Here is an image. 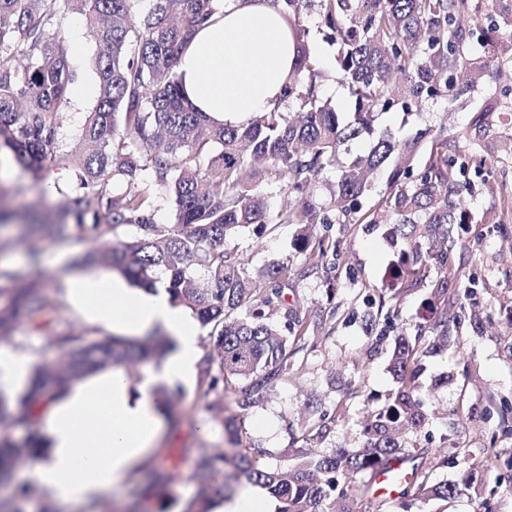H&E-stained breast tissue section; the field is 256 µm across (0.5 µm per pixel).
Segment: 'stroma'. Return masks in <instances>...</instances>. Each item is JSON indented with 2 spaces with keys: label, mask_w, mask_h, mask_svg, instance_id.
Instances as JSON below:
<instances>
[{
  "label": "stroma",
  "mask_w": 512,
  "mask_h": 512,
  "mask_svg": "<svg viewBox=\"0 0 512 512\" xmlns=\"http://www.w3.org/2000/svg\"><path fill=\"white\" fill-rule=\"evenodd\" d=\"M469 4L474 27L492 35L481 44L465 40L464 50L498 57L504 65L500 78L472 72L459 80L456 100H428L410 113L399 110L379 118L381 127L399 136L426 127L445 129L457 150L473 149L487 158L481 170L469 175L475 200L470 223L459 231L454 282L438 296L433 284L413 288L408 280L392 278L390 270L405 243L393 240L391 225H334L332 235L340 241L335 266L290 279L287 290L289 304L300 313H320L313 330L318 347L307 361L295 363L287 380L264 396L243 425L244 446L271 454L273 463L284 468L310 451L328 455L338 448L364 447L361 419L383 406L394 385L389 367L393 338L381 333L384 320L375 299L403 289L396 328L426 330V350L414 366L419 387L413 394L425 422L405 425L399 441L410 458H422L433 482L457 484L471 471L483 479L482 494L464 491L447 501L414 504L411 512H512V202L505 197L512 188V151L499 132L480 140L470 135L476 106L500 96L502 85L512 81V0ZM304 25L320 61V94L337 111H352L350 91L338 79L335 44L315 13L305 15ZM71 180V171H60L56 191L46 193L42 182L32 180L11 154L0 153V206L19 216L18 223L0 228L1 265L29 266L63 284L78 274L76 261L90 249L89 241L21 236V224L30 214L62 204ZM296 235L294 225L282 224L272 231L246 233L238 244L252 266L284 262L298 268L303 256ZM445 312L455 320L449 325L447 346L436 348L429 329ZM195 391V385L183 387L178 417L168 424L157 449L180 480L152 490L145 474H138L124 486L123 505L158 512L164 504L168 512H180L182 501L195 491L189 480L193 449L225 447L220 433L208 432L212 414L196 401ZM339 403L345 414L332 423L329 434L293 442L292 431L314 411L329 413Z\"/></svg>",
  "instance_id": "obj_1"
}]
</instances>
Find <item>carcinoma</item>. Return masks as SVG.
Listing matches in <instances>:
<instances>
[{"label": "carcinoma", "mask_w": 512, "mask_h": 512, "mask_svg": "<svg viewBox=\"0 0 512 512\" xmlns=\"http://www.w3.org/2000/svg\"><path fill=\"white\" fill-rule=\"evenodd\" d=\"M135 2L63 0L58 8L52 0H0V148L12 152L35 180L49 165L73 171L72 190L49 215L47 228L61 242L81 236L95 246L82 257L84 267L117 272L138 288L163 284L173 302L210 328L212 346L202 359L196 397L239 451L229 456L221 448L196 449L190 480L198 489L182 502L181 512H211L212 501L227 491L229 467L237 482L266 489L279 502L277 512H327L336 499H347L343 478L370 477L403 453L395 438L400 417L423 422L412 399L419 336L395 337L390 369L396 386L387 403L366 416V447L308 454L288 468L264 464L242 447L241 420L288 379L294 355L307 357L316 348L309 317L288 305V281L336 257V240L319 234L318 226L367 219L393 225L410 246L392 275L407 273L410 287L417 288L434 274L445 291L456 277L458 228L470 219L474 192L466 172L472 161L448 153L441 130L421 129L404 138L386 130L366 154L338 170L328 203L310 198V186L336 166L348 143L373 134L379 116L407 111L416 100L453 98L460 70L473 65L493 76L499 66L492 59L473 63L463 51L468 0H274L298 41L280 106L246 125L216 124L184 96L177 66L188 39L230 0H151L144 15L137 14ZM310 10L338 46L339 78L355 97L347 119L320 95L318 58L302 24ZM69 13L83 17L95 43L87 65L96 75L98 96L65 148L61 109L76 79L65 31ZM290 102L298 106L292 120L280 111ZM501 116L484 105L473 113L471 127L489 132ZM376 173L385 177L386 191L372 218H359L369 176ZM274 189L294 199L276 220L299 227L297 247L305 263L296 270L284 263L252 267L231 244L273 223ZM161 197L173 208L172 224L154 220ZM421 224L442 245L422 248ZM126 230L133 231L130 238L114 241ZM2 295L7 302L0 305V343L28 324L43 331L53 355L35 370L14 406L0 395V432L29 428L20 444L0 438V487L38 448L31 425L45 395L91 371L159 361L173 349L161 334L99 338L74 322L51 326L64 309L62 288L25 268L0 266ZM228 392L236 395L239 413L226 418ZM331 421L336 414L308 421L299 438L326 434ZM481 484L475 472L461 487L434 484L416 466L401 508L446 501ZM31 502L22 487L0 497V512H29Z\"/></svg>", "instance_id": "1"}]
</instances>
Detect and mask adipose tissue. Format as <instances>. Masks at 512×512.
<instances>
[{
	"label": "adipose tissue",
	"mask_w": 512,
	"mask_h": 512,
	"mask_svg": "<svg viewBox=\"0 0 512 512\" xmlns=\"http://www.w3.org/2000/svg\"><path fill=\"white\" fill-rule=\"evenodd\" d=\"M296 52L276 0H237L193 35L178 74L197 109L241 125L275 106ZM65 297L84 324L131 338L160 331L174 344L162 368L138 384L122 369L98 370L51 395L40 414L29 479L51 502L87 505L118 493L152 462L167 425L165 391L196 378L201 350L196 325L164 287L131 288L119 276L83 274L69 280ZM38 364L29 353L1 348L0 390L26 389Z\"/></svg>",
	"instance_id": "1"
}]
</instances>
